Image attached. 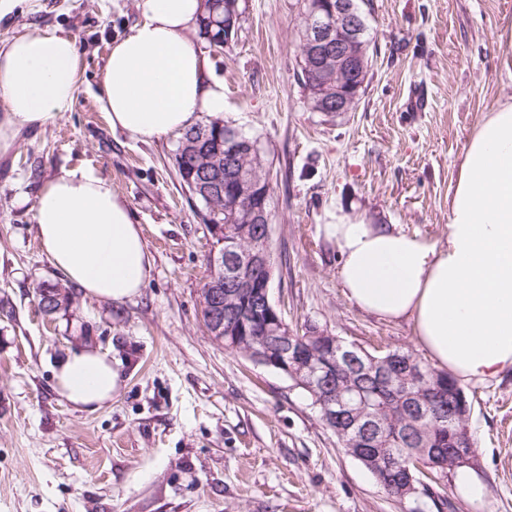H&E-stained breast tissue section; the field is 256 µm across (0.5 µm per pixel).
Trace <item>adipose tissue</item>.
I'll use <instances>...</instances> for the list:
<instances>
[{"instance_id":"1","label":"adipose tissue","mask_w":512,"mask_h":512,"mask_svg":"<svg viewBox=\"0 0 512 512\" xmlns=\"http://www.w3.org/2000/svg\"><path fill=\"white\" fill-rule=\"evenodd\" d=\"M143 19L109 53L98 97L113 129L153 139L200 115H221L224 86L191 41L200 0H139ZM82 60L74 38L33 31L0 46V155L22 131L70 110ZM34 229L53 269L86 296H136L152 261L126 202L78 167L45 182ZM325 235L339 252L347 298L388 319L409 318L432 364L458 382L512 370V100L500 102L469 140L448 198V239L431 244L337 214ZM55 389L93 411L118 390L111 360L94 349L67 356Z\"/></svg>"}]
</instances>
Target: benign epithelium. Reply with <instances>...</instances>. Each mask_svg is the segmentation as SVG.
Wrapping results in <instances>:
<instances>
[{"mask_svg": "<svg viewBox=\"0 0 512 512\" xmlns=\"http://www.w3.org/2000/svg\"><path fill=\"white\" fill-rule=\"evenodd\" d=\"M308 13L310 21L302 36L304 62L301 66L307 76L322 88V92L313 101V109L316 112H348L358 100L352 79L363 69L361 48L364 16L351 0H310ZM210 162V154L205 151L199 154L201 176L207 179L211 191L221 193L224 187L222 176L210 166ZM266 192L267 188L260 180L236 184L233 196L226 200V212L230 219L234 221L238 214L246 212L252 223L264 222L266 214L257 206V200ZM240 235L241 230L237 225H225L224 231L214 235L217 242L213 243L207 257L213 274L224 275L226 266L233 271L232 288L225 289L224 297L208 292L209 300L212 301L210 334L218 336V340L222 341L224 337L221 333L227 324L244 322L248 304L246 296L249 289H256L260 295L257 307L265 311L267 321L264 323L263 335L256 338L255 347L247 354L248 359L268 367L269 347L273 344L286 346L292 366L287 368L285 374L299 386L319 390L321 373L326 371V361L321 356L334 357L339 350L346 359L351 360L357 357V353L350 348H336L334 336H306L302 341H297L272 300L269 239L262 237L247 246H241ZM384 376L393 385L403 379L421 383L426 389L431 385V381L422 372L414 369V362L410 360L406 361L403 372L397 374L390 370L384 372ZM353 402L352 398H338L334 393L318 398V404L333 422L338 416L357 414Z\"/></svg>", "mask_w": 512, "mask_h": 512, "instance_id": "1", "label": "benign epithelium"}]
</instances>
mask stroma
I'll list each match as a JSON object with an SVG mask.
<instances>
[{"label":"stroma","mask_w":512,"mask_h":512,"mask_svg":"<svg viewBox=\"0 0 512 512\" xmlns=\"http://www.w3.org/2000/svg\"><path fill=\"white\" fill-rule=\"evenodd\" d=\"M366 10L373 62L352 111L307 105L301 0H246L237 36L208 64L224 84L223 121L257 139L269 173L272 297L293 334L314 326L372 353L417 354L411 320L347 298L322 227L343 213L447 240L465 146L512 98L498 50L512 0H368ZM141 20L138 0H19L0 16L1 43L57 30L76 40L83 69L71 109L0 156V512H512V373L463 386L483 501L451 473L399 502L344 451L306 392L207 332L200 291L213 237L176 174L180 135L112 129L97 100L113 43ZM80 166L126 201L153 268L131 299L75 287L47 316L39 291L63 280L35 237L33 203L45 181ZM80 347L120 374L93 412L54 387L55 366Z\"/></svg>","instance_id":"obj_1"}]
</instances>
